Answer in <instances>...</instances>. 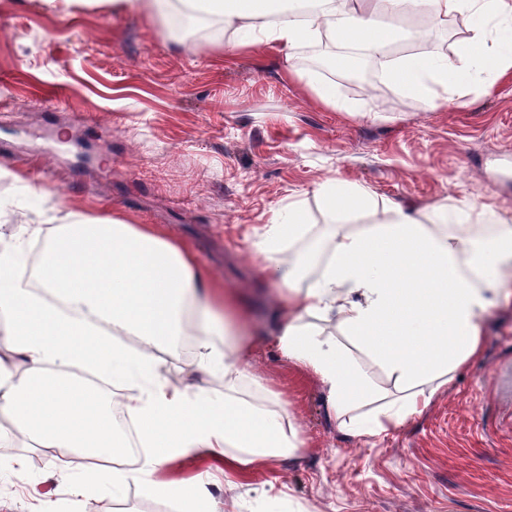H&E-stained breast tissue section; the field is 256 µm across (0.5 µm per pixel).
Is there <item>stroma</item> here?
I'll use <instances>...</instances> for the list:
<instances>
[{
  "mask_svg": "<svg viewBox=\"0 0 512 512\" xmlns=\"http://www.w3.org/2000/svg\"><path fill=\"white\" fill-rule=\"evenodd\" d=\"M408 40L391 58L444 57L460 65L471 20L432 29L400 20ZM144 14L0 0V241L54 206L107 205L134 224L185 241L210 278L250 311L252 353L235 388L257 405L287 404L304 442L298 456L235 474L220 460L175 461L171 477H200L224 512H512V305L494 310L483 353L459 369L428 407L372 438L341 432L316 378L274 345L282 293L253 243L274 213L303 200L317 248L335 232L316 185L336 178L420 208L469 197L512 213V73L452 91L430 107L371 63L361 82L277 46L233 49L232 33L194 27L161 38ZM224 40L225 49L214 46ZM323 84L336 93L323 103ZM24 479L0 477V512H30L38 490L68 507V477L20 442ZM135 482L104 483L93 512H179Z\"/></svg>",
  "mask_w": 512,
  "mask_h": 512,
  "instance_id": "obj_1",
  "label": "stroma"
}]
</instances>
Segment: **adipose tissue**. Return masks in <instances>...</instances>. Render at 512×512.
Returning a JSON list of instances; mask_svg holds the SVG:
<instances>
[{
  "label": "adipose tissue",
  "instance_id": "obj_1",
  "mask_svg": "<svg viewBox=\"0 0 512 512\" xmlns=\"http://www.w3.org/2000/svg\"><path fill=\"white\" fill-rule=\"evenodd\" d=\"M116 13L180 14L237 34V48L274 43L285 54L324 36L338 47V66L350 48L386 57L399 29H380V16L426 15L430 25L471 17L477 24L458 46L463 69L443 57H422L389 69L409 96L447 104L448 89L467 87L512 69V0H104ZM332 222L362 216V229L330 236L317 275L301 283L309 237L302 201L276 212L254 243L271 262L275 282L290 295L274 343L325 388L331 411L347 434L373 437L421 414L464 364L483 351L482 319L512 301V219L477 201L438 203L415 213L379 200L363 185L329 179L316 189ZM493 224L487 236L477 229ZM44 242L39 277L44 300L16 275L26 241ZM238 299L210 280L192 250L149 224L118 216L68 213L51 226L26 224L0 250V440L33 439L52 472L71 470L74 451L89 465L71 495L89 507L100 477L113 487L137 482L146 494L176 497L182 512H216L199 482L161 479L177 458L225 457L240 472L291 457L302 448L286 407L260 408L225 394L168 379L158 351L180 353L192 337L199 372L233 384L250 352ZM335 320L356 343L348 351L321 339L318 322ZM384 373L377 386L362 361ZM379 401L373 414L358 403ZM134 424L145 451L133 470H106L123 452L109 406Z\"/></svg>",
  "mask_w": 512,
  "mask_h": 512
}]
</instances>
